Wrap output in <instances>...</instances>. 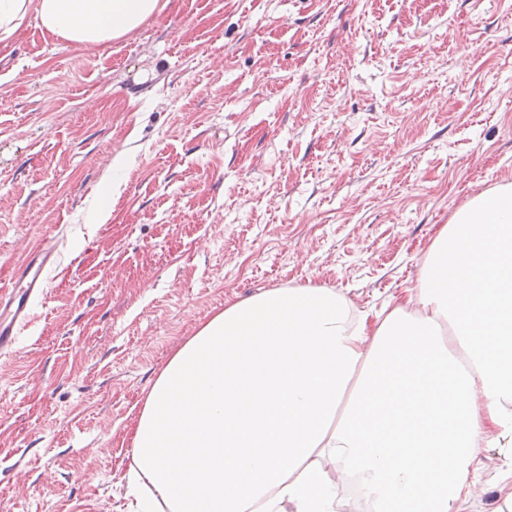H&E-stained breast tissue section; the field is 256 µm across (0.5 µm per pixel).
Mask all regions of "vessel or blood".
Masks as SVG:
<instances>
[{
  "mask_svg": "<svg viewBox=\"0 0 512 512\" xmlns=\"http://www.w3.org/2000/svg\"><path fill=\"white\" fill-rule=\"evenodd\" d=\"M57 260L55 248L32 247L16 266L10 286L0 291L1 353L14 349L20 328L28 323L33 303L42 293L45 273Z\"/></svg>",
  "mask_w": 512,
  "mask_h": 512,
  "instance_id": "b4317fda",
  "label": "vessel or blood"
}]
</instances>
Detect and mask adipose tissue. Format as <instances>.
Wrapping results in <instances>:
<instances>
[{"mask_svg":"<svg viewBox=\"0 0 512 512\" xmlns=\"http://www.w3.org/2000/svg\"><path fill=\"white\" fill-rule=\"evenodd\" d=\"M169 0H0L80 46ZM143 512H466L484 449L512 452V182L474 194L414 287L378 312L332 288L225 303L171 356L129 431Z\"/></svg>","mask_w":512,"mask_h":512,"instance_id":"obj_1","label":"adipose tissue"}]
</instances>
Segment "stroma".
Returning <instances> with one entry per match:
<instances>
[{"mask_svg":"<svg viewBox=\"0 0 512 512\" xmlns=\"http://www.w3.org/2000/svg\"><path fill=\"white\" fill-rule=\"evenodd\" d=\"M509 180L512 0H172L101 47L29 19L0 43V285L59 258L0 355V512H133L125 429L226 301L380 310ZM484 456L469 512L512 464Z\"/></svg>","mask_w":512,"mask_h":512,"instance_id":"35a3bbf8","label":"stroma"}]
</instances>
